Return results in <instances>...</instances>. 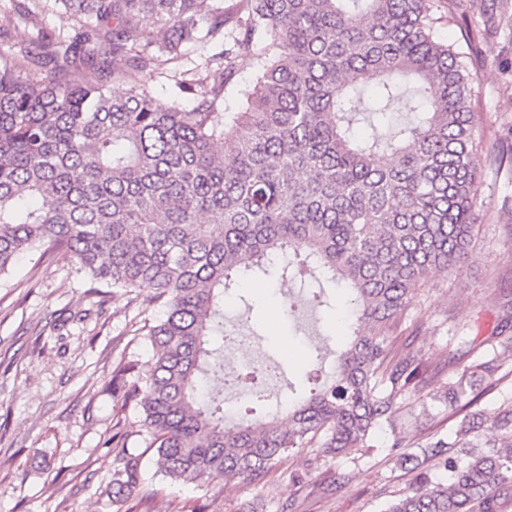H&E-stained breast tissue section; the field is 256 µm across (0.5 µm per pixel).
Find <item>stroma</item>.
Listing matches in <instances>:
<instances>
[{"label": "stroma", "instance_id": "1", "mask_svg": "<svg viewBox=\"0 0 512 512\" xmlns=\"http://www.w3.org/2000/svg\"><path fill=\"white\" fill-rule=\"evenodd\" d=\"M472 24L483 8L500 20L496 34L469 50L455 22L438 26L439 37L464 55L472 74V110L481 146L476 162L482 183L479 216L466 262L417 288L398 343L437 363V392L447 379L449 357L470 364L480 343L500 323L512 298V169L494 174L489 160L512 145V0H457ZM73 260L58 253L44 262L27 255L0 276V512H113L112 426L123 420L131 452L141 455L145 493L159 512L198 506L202 512H382L412 476L391 454L394 433L417 437L426 425L449 428L440 402L401 400L372 445L324 461L314 449L283 456L258 480H215L203 486L171 482L155 464L156 451L138 433L139 412L112 397V369L119 360L146 366L151 347L140 329L159 317L156 308L129 296L87 295ZM331 309L307 303L298 288L263 279L244 281L224 298V325L251 341L236 350L231 368L250 355L282 362L277 391L300 387L317 344L340 352L347 341L345 294L336 290Z\"/></svg>", "mask_w": 512, "mask_h": 512}]
</instances>
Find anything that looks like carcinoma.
<instances>
[{"mask_svg":"<svg viewBox=\"0 0 512 512\" xmlns=\"http://www.w3.org/2000/svg\"><path fill=\"white\" fill-rule=\"evenodd\" d=\"M78 21L42 32L39 51L0 57V274L19 255L58 251L102 287L163 316L144 325L145 375L122 406L175 482L256 479L296 448L334 458L368 448L397 401L432 381L428 361L397 345L416 288L459 268L478 218L472 75L436 36L434 0H54ZM22 19L42 0H9ZM173 37L156 44L150 27ZM208 50L206 76L157 98L149 70ZM257 72L241 111L221 102L235 62ZM54 76L38 78L48 64ZM124 81L111 97L104 81ZM391 112L419 116L393 125ZM352 295L351 339L332 376L259 423L224 421V295L271 273L315 270ZM470 365L448 362L434 398L448 434L397 459L414 481L384 512H500L512 497V395L484 426L476 382L512 379V301ZM260 372L237 385L268 406ZM112 504L156 512L141 457L112 438Z\"/></svg>","mask_w":512,"mask_h":512,"instance_id":"cac0c4a2","label":"carcinoma"}]
</instances>
